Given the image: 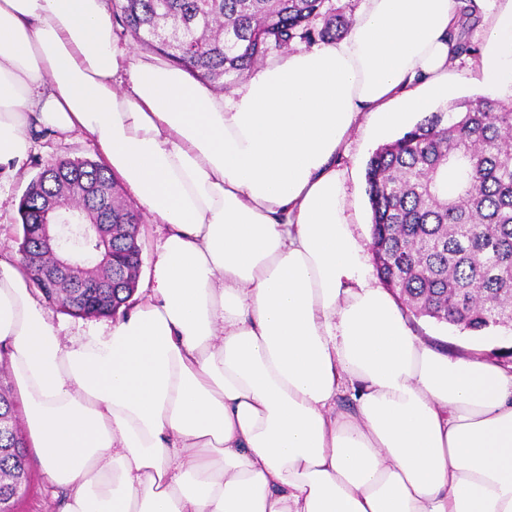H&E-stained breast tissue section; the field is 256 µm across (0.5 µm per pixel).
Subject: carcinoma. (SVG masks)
Listing matches in <instances>:
<instances>
[{
    "instance_id": "obj_1",
    "label": "carcinoma",
    "mask_w": 512,
    "mask_h": 512,
    "mask_svg": "<svg viewBox=\"0 0 512 512\" xmlns=\"http://www.w3.org/2000/svg\"><path fill=\"white\" fill-rule=\"evenodd\" d=\"M457 53L476 57L467 37L473 0H456ZM129 34L205 85L229 89L274 51L348 34L353 0H113ZM370 249L386 256L385 285L416 317L474 333L512 325V101L477 96L436 111L379 147L366 168ZM101 161L44 165L18 203L23 224L54 206L88 212L98 224H139ZM120 236L89 247L94 262L120 253ZM82 269L63 279L54 305L71 306ZM21 433L0 436V494L27 473Z\"/></svg>"
}]
</instances>
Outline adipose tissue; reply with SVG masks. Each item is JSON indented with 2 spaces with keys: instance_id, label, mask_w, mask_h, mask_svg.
Instances as JSON below:
<instances>
[{
  "instance_id": "ef3b65f1",
  "label": "adipose tissue",
  "mask_w": 512,
  "mask_h": 512,
  "mask_svg": "<svg viewBox=\"0 0 512 512\" xmlns=\"http://www.w3.org/2000/svg\"><path fill=\"white\" fill-rule=\"evenodd\" d=\"M454 0H360L231 94L119 47L109 0H0V167L81 132L167 234L136 308L60 336L0 252V349L62 512H512V376L365 274L339 159L448 94ZM482 81L512 86V8ZM350 407H342V397Z\"/></svg>"
}]
</instances>
